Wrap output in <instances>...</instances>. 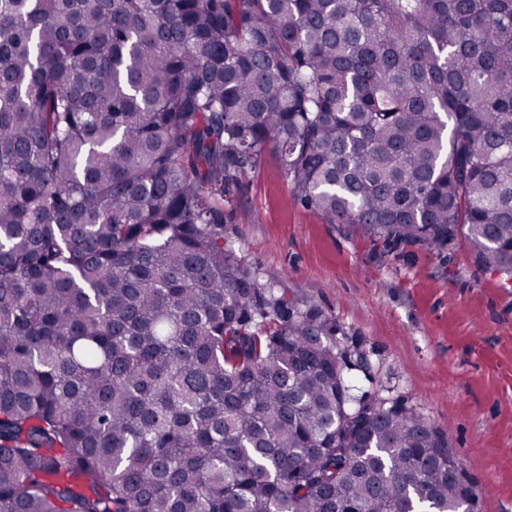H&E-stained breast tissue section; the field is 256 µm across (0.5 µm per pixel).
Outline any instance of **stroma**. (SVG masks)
<instances>
[{"mask_svg":"<svg viewBox=\"0 0 512 512\" xmlns=\"http://www.w3.org/2000/svg\"><path fill=\"white\" fill-rule=\"evenodd\" d=\"M224 238L365 353L361 391L415 407L447 435L478 512H512V283L461 240L438 252L326 223L293 200L270 153L225 197Z\"/></svg>","mask_w":512,"mask_h":512,"instance_id":"stroma-1","label":"stroma"}]
</instances>
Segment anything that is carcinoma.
I'll list each match as a JSON object with an SVG mask.
<instances>
[{"label": "carcinoma", "mask_w": 512, "mask_h": 512, "mask_svg": "<svg viewBox=\"0 0 512 512\" xmlns=\"http://www.w3.org/2000/svg\"><path fill=\"white\" fill-rule=\"evenodd\" d=\"M293 198L512 280V0H0V512H466L448 438L224 242Z\"/></svg>", "instance_id": "obj_1"}]
</instances>
